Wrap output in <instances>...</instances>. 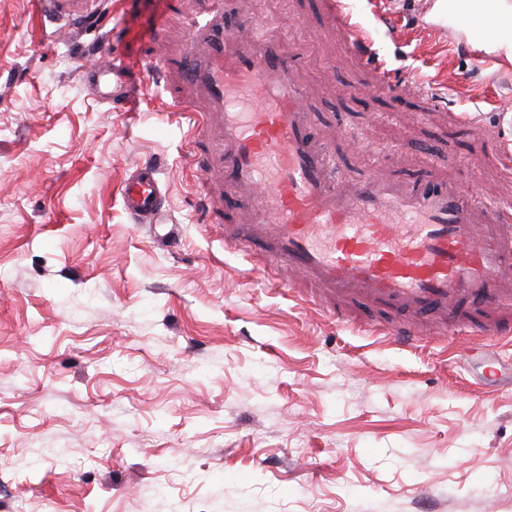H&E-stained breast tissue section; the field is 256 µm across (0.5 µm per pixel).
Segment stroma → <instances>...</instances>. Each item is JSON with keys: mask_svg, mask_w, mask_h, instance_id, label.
<instances>
[{"mask_svg": "<svg viewBox=\"0 0 512 512\" xmlns=\"http://www.w3.org/2000/svg\"><path fill=\"white\" fill-rule=\"evenodd\" d=\"M298 58L345 179L428 173L512 224V60L416 29L420 0H348L377 51L446 97L338 99L367 71L316 26L321 0H250ZM219 0H112L73 38L0 0V512H512V344L402 350L281 287L202 222L170 62ZM133 65L111 108L81 66ZM488 115L475 135L452 108ZM151 161L166 223L120 186Z\"/></svg>", "mask_w": 512, "mask_h": 512, "instance_id": "35a3bbf8", "label": "stroma"}]
</instances>
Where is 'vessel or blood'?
Instances as JSON below:
<instances>
[{
  "label": "vessel or blood",
  "mask_w": 512,
  "mask_h": 512,
  "mask_svg": "<svg viewBox=\"0 0 512 512\" xmlns=\"http://www.w3.org/2000/svg\"><path fill=\"white\" fill-rule=\"evenodd\" d=\"M452 8L483 35L499 25L477 18L470 0H453ZM40 10L62 20L89 12L87 0H41ZM261 24L240 0H224L190 26L180 79L194 96L184 106L196 116V138L219 148L217 166L203 177L231 189L235 213L225 219L227 206L217 204L208 223L220 225L236 250L260 251L271 268L308 278L334 303L361 299L395 312L391 326L367 328L400 347L420 344L428 321L459 335L478 314L495 330L492 317L505 310L504 284L512 279V226L491 205L426 174L335 178L342 160L315 133L300 66L281 41L258 37ZM319 29L340 33L368 66L367 94L407 93L441 109L436 89L376 57L343 0H322ZM127 70L107 60L86 80L112 102L127 91ZM121 201L136 221L158 223L164 192L154 169L129 172Z\"/></svg>",
  "instance_id": "1"
}]
</instances>
